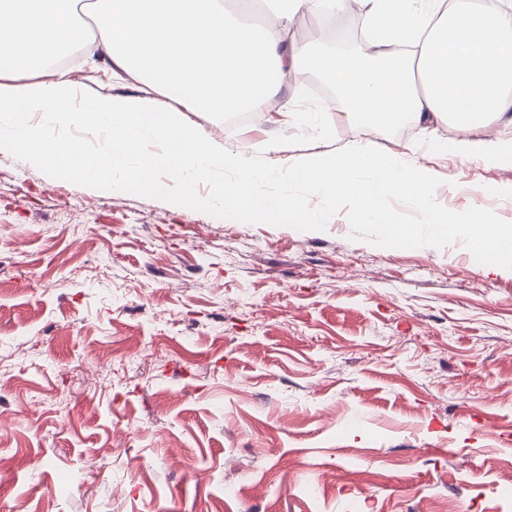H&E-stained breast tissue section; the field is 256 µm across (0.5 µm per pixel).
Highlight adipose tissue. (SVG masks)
<instances>
[{
  "instance_id": "obj_1",
  "label": "adipose tissue",
  "mask_w": 512,
  "mask_h": 512,
  "mask_svg": "<svg viewBox=\"0 0 512 512\" xmlns=\"http://www.w3.org/2000/svg\"><path fill=\"white\" fill-rule=\"evenodd\" d=\"M275 25L232 21L219 0H93L97 42L115 68L180 92L206 112L252 108L288 73L318 70L337 84L345 110L372 133L409 117L452 122L465 135L451 149L512 165V142L470 140L480 128L512 126V0L477 9L444 0H287ZM357 11L374 38L355 55L294 40L298 17Z\"/></svg>"
}]
</instances>
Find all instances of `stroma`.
<instances>
[{
  "mask_svg": "<svg viewBox=\"0 0 512 512\" xmlns=\"http://www.w3.org/2000/svg\"><path fill=\"white\" fill-rule=\"evenodd\" d=\"M78 90L142 84L94 47ZM308 74L254 123L186 113L230 151L280 165L371 144L437 172L439 200L512 221L501 167L431 141L297 134ZM79 186L0 151V512H512V273L456 241L381 248Z\"/></svg>",
  "mask_w": 512,
  "mask_h": 512,
  "instance_id": "obj_1",
  "label": "stroma"
}]
</instances>
